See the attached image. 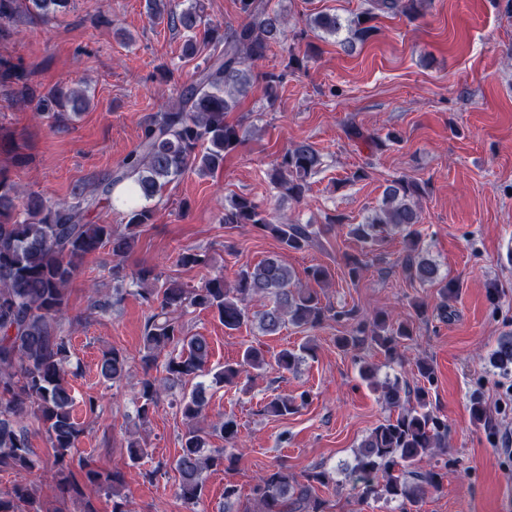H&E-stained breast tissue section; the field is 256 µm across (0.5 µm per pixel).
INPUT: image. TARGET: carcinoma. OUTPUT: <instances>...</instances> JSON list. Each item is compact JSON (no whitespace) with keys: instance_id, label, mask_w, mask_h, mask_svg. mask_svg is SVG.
Returning a JSON list of instances; mask_svg holds the SVG:
<instances>
[{"instance_id":"cac0c4a2","label":"carcinoma","mask_w":512,"mask_h":512,"mask_svg":"<svg viewBox=\"0 0 512 512\" xmlns=\"http://www.w3.org/2000/svg\"><path fill=\"white\" fill-rule=\"evenodd\" d=\"M365 8L350 17L317 11L308 15L314 31L342 37L340 45L354 48L377 35L370 21L380 16L402 15L414 21L425 16L432 0H364ZM70 0H0V33L6 30L20 9L44 17L67 9ZM237 20L224 26L207 27L202 38L201 6L192 2L182 8L175 0H147L155 20L166 23L177 33H185L182 57H196L201 47L210 48L193 80L178 89L175 105L148 117L142 126L139 144L117 168L101 179L96 189H77L71 200L51 201L40 195L21 193L0 174V471L40 468V457L31 448L25 422H38L52 449L53 478L62 495L79 499L82 512H99L85 498L90 485L112 501L111 512H128L122 494L124 474L115 468L101 471L88 457H75L84 429L75 420V397L67 376L70 372V343L65 334L67 287L85 258L101 247H111L115 264L112 280L116 299L129 277L140 284L138 295L151 305L142 336L140 361L152 369L165 355L158 379L147 376L135 398L136 418L145 424L157 407L161 394L204 375L208 371L210 345L206 337L188 335L182 322L189 308L217 314L224 328L237 330L254 323L263 335H275L292 324L308 330L323 327L329 319L350 320L352 313L337 311L322 302L314 288L298 282L283 260L284 251H301L312 246L322 232L342 220L334 218L323 225L301 224L271 212L246 196H237L224 206L225 224L250 226L274 236L281 251L272 253L253 266L241 268L233 280L222 275L208 278L199 288H187L176 280L156 286L159 277L142 268L130 275L125 260L134 252L139 228L151 223L152 209L141 204L161 195L164 189L187 171L212 173L224 166L226 154L242 144V125L226 121L240 98L252 87L255 63L267 58L285 37L288 20L271 7L270 0H236ZM303 60L289 53L284 68L263 73L266 99L273 105L279 97L288 71L299 69ZM18 96L35 103V110L61 123L72 119L88 106L86 95L58 84L37 96L22 84ZM347 138L382 146L399 141V134L385 137L365 132L356 125L346 128ZM322 156L306 140L295 141L285 149L270 174L281 195L302 200L311 189V179L320 170ZM420 183L398 177L390 180L381 203L358 224L350 225L349 235L377 246L385 234L403 235L406 249L401 263L408 276L423 286L438 287L433 313L448 320L449 302L460 290L459 284L441 275L438 266L426 257L424 242L415 229L421 223ZM121 206L127 221L120 230L110 224H90L87 215L104 206ZM184 267H205L207 251L185 249L178 255ZM413 322L376 313L370 320L352 326L347 336L338 338L343 349L368 347L391 362L397 359L403 341L415 335ZM314 346L306 341L298 348H284L268 359L259 348L249 346L241 360L224 365L215 382L235 384L242 375L262 371L274 364L281 371L295 369L312 355ZM491 358L506 369L512 365V340L499 343ZM128 357L117 349L102 354L99 375L114 384L127 374ZM418 387L415 403L404 405L406 390L398 378L382 386L385 403L397 413L386 417L362 440L355 463L346 468L360 501L398 503L399 512H420L426 498L442 485L444 473L434 464L422 462L448 452V420L438 416L429 401L434 370L426 360L415 364ZM206 406L202 386L182 396L178 408L185 421L181 452L174 462L180 476L177 496L185 507L199 504L204 493V473L217 470L239 459L235 445L239 426L232 417L204 428ZM298 408L293 396H277L266 405L275 416H286ZM224 440V447L213 448L210 438ZM328 482L323 471L312 472L301 482L277 465L260 476L253 487L254 507H234L238 489L224 486V512H327V501L313 493V484ZM0 512H48L36 500L31 487L16 484L0 492Z\"/></svg>"}]
</instances>
